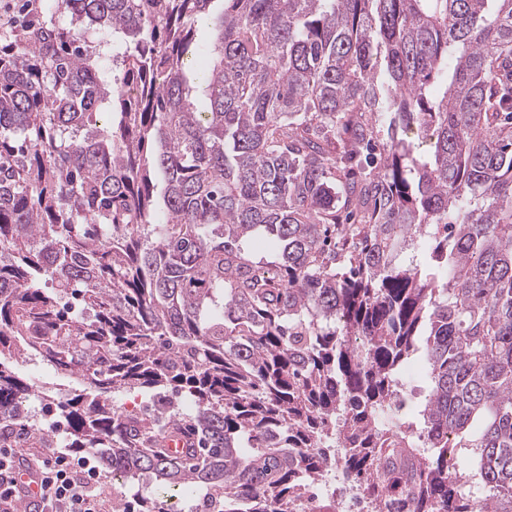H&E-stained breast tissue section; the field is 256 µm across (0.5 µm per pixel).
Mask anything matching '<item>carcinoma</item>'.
<instances>
[{
  "mask_svg": "<svg viewBox=\"0 0 512 512\" xmlns=\"http://www.w3.org/2000/svg\"><path fill=\"white\" fill-rule=\"evenodd\" d=\"M213 2L45 0L0 41V439L41 447L34 355L129 512H296L336 468L512 512V0H224L206 42ZM15 367L39 391L52 386L59 387L56 386L59 384L65 385L69 390L70 379H63L57 376L50 368L43 365L40 360L18 359L15 362Z\"/></svg>",
  "mask_w": 512,
  "mask_h": 512,
  "instance_id": "1",
  "label": "carcinoma"
}]
</instances>
